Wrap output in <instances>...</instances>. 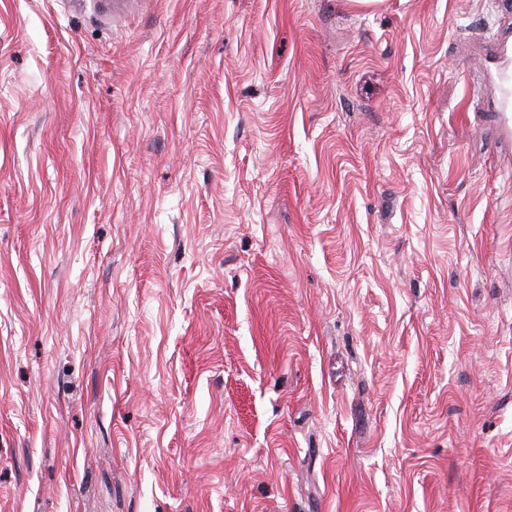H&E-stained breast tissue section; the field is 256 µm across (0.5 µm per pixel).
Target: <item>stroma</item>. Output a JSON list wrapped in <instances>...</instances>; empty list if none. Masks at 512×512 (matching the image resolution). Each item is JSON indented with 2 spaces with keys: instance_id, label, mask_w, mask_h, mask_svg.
Instances as JSON below:
<instances>
[{
  "instance_id": "35a3bbf8",
  "label": "stroma",
  "mask_w": 512,
  "mask_h": 512,
  "mask_svg": "<svg viewBox=\"0 0 512 512\" xmlns=\"http://www.w3.org/2000/svg\"><path fill=\"white\" fill-rule=\"evenodd\" d=\"M501 0H0V512H512Z\"/></svg>"
}]
</instances>
